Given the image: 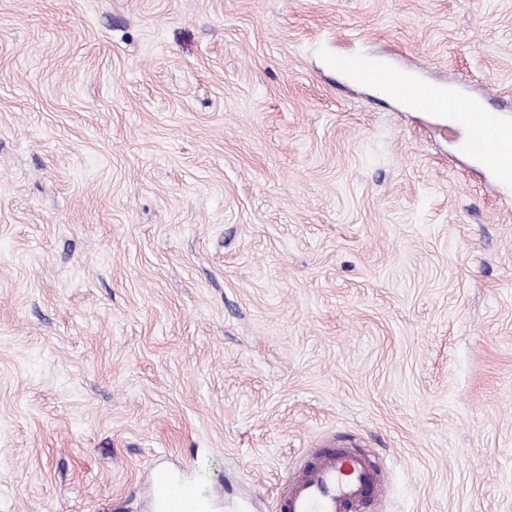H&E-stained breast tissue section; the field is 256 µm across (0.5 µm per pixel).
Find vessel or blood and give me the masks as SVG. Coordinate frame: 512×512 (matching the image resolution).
Returning <instances> with one entry per match:
<instances>
[{
  "instance_id": "vessel-or-blood-1",
  "label": "vessel or blood",
  "mask_w": 512,
  "mask_h": 512,
  "mask_svg": "<svg viewBox=\"0 0 512 512\" xmlns=\"http://www.w3.org/2000/svg\"><path fill=\"white\" fill-rule=\"evenodd\" d=\"M333 67L358 73L365 80L392 77L391 65L383 59L367 62L360 54L336 56ZM406 102L417 112L448 115L468 130L461 149L486 165L497 182L512 186V116L484 111L478 99L466 92H448L437 84H409ZM156 512H198L193 488L176 482L168 470L152 474ZM383 489L378 470L366 455L342 449H326L318 461L295 478L279 503L280 512H348L372 492Z\"/></svg>"
}]
</instances>
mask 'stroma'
Wrapping results in <instances>:
<instances>
[{"instance_id": "35a3bbf8", "label": "stroma", "mask_w": 512, "mask_h": 512, "mask_svg": "<svg viewBox=\"0 0 512 512\" xmlns=\"http://www.w3.org/2000/svg\"><path fill=\"white\" fill-rule=\"evenodd\" d=\"M349 52L495 112L512 0H0V512H512V188ZM332 66L340 72L360 73L365 80L376 81L395 77L391 65L383 59L367 63L366 57L360 54H345L336 56ZM383 491L378 470L364 454L326 449L318 461L289 485L280 512H348L374 492ZM152 486L156 512H199L196 491L176 482L168 470L155 469Z\"/></svg>"}]
</instances>
